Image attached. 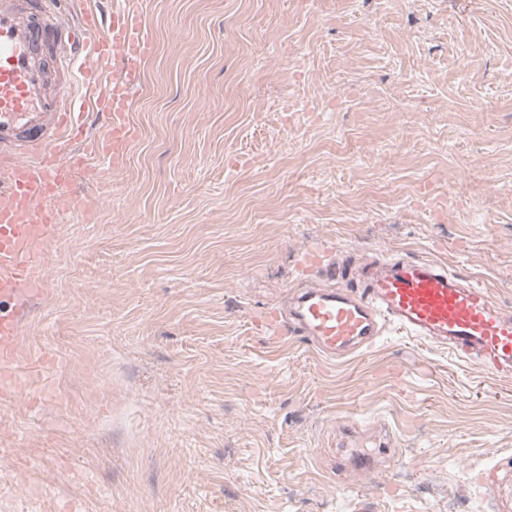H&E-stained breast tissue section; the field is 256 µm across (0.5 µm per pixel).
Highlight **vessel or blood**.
Instances as JSON below:
<instances>
[{
    "label": "vessel or blood",
    "instance_id": "1",
    "mask_svg": "<svg viewBox=\"0 0 512 512\" xmlns=\"http://www.w3.org/2000/svg\"><path fill=\"white\" fill-rule=\"evenodd\" d=\"M74 27L57 39L55 0H0V399L29 390L31 374L55 359L43 355L28 369L17 358L28 302L42 291L37 251L62 221L65 198L73 212L87 209L73 192L77 177L107 185L127 163L138 138L131 120L133 88L155 52L145 0H69ZM57 57L56 71L44 63ZM74 78L79 93L53 92L54 76ZM100 124L86 135V111ZM304 267L324 281L295 292L284 314L258 320L268 336H300L326 356L371 346L386 326L409 337L477 355L491 375L512 374V313L485 287L465 284L435 262L389 258L354 281L350 264L324 262L308 247Z\"/></svg>",
    "mask_w": 512,
    "mask_h": 512
}]
</instances>
